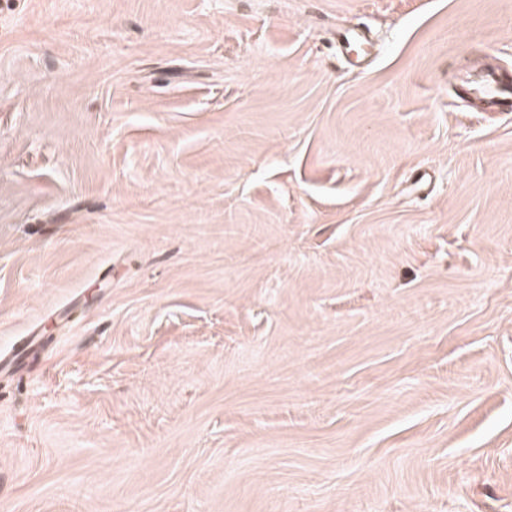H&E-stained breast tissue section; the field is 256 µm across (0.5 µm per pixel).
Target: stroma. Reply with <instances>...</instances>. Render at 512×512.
Returning <instances> with one entry per match:
<instances>
[{"label":"stroma","mask_w":512,"mask_h":512,"mask_svg":"<svg viewBox=\"0 0 512 512\" xmlns=\"http://www.w3.org/2000/svg\"><path fill=\"white\" fill-rule=\"evenodd\" d=\"M485 61L512 0H0V512H512Z\"/></svg>","instance_id":"1"}]
</instances>
